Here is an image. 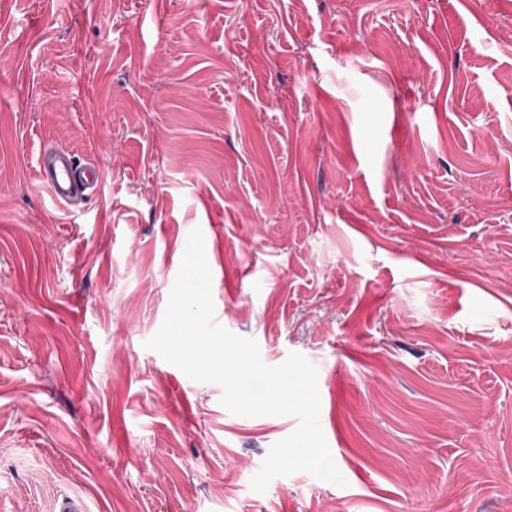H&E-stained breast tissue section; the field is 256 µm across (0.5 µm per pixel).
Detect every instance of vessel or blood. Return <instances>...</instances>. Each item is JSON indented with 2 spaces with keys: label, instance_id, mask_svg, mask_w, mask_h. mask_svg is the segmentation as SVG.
Returning <instances> with one entry per match:
<instances>
[{
  "label": "vessel or blood",
  "instance_id": "1",
  "mask_svg": "<svg viewBox=\"0 0 512 512\" xmlns=\"http://www.w3.org/2000/svg\"><path fill=\"white\" fill-rule=\"evenodd\" d=\"M39 178L52 201L59 205H73L89 198L103 184V172L98 165L80 163L71 151L57 146L44 149Z\"/></svg>",
  "mask_w": 512,
  "mask_h": 512
}]
</instances>
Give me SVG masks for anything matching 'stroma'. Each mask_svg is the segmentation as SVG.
Masks as SVG:
<instances>
[{"label": "stroma", "instance_id": "stroma-1", "mask_svg": "<svg viewBox=\"0 0 512 512\" xmlns=\"http://www.w3.org/2000/svg\"><path fill=\"white\" fill-rule=\"evenodd\" d=\"M48 143L100 193L57 206ZM197 228L345 485L254 492L298 417L146 349ZM510 473L512 0H0V512H512Z\"/></svg>", "mask_w": 512, "mask_h": 512}]
</instances>
